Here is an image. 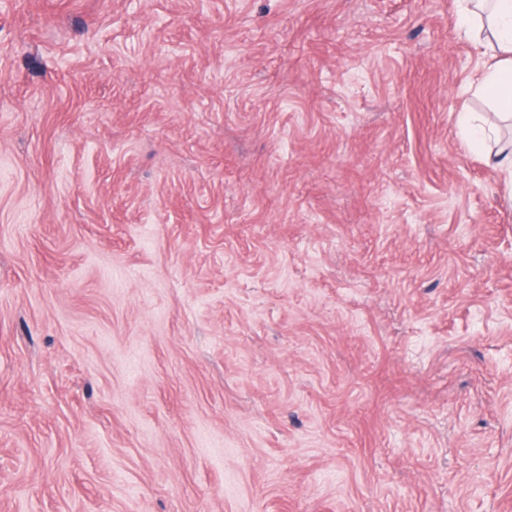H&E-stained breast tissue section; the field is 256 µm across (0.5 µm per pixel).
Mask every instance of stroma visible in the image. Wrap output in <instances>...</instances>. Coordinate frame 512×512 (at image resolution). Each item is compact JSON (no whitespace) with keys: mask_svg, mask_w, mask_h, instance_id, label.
I'll return each instance as SVG.
<instances>
[{"mask_svg":"<svg viewBox=\"0 0 512 512\" xmlns=\"http://www.w3.org/2000/svg\"><path fill=\"white\" fill-rule=\"evenodd\" d=\"M459 0H0V512H512V190ZM458 121L467 132L471 145H481L492 139L496 134L497 125L488 118L475 119L470 112L461 110L458 114Z\"/></svg>","mask_w":512,"mask_h":512,"instance_id":"obj_1","label":"stroma"}]
</instances>
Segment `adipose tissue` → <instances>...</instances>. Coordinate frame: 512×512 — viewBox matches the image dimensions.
<instances>
[{
    "mask_svg": "<svg viewBox=\"0 0 512 512\" xmlns=\"http://www.w3.org/2000/svg\"><path fill=\"white\" fill-rule=\"evenodd\" d=\"M461 17L465 34H490V58L476 90L492 103L495 117L478 120L464 110L458 114L470 144L480 145L495 136L498 124L512 121V0H464Z\"/></svg>",
    "mask_w": 512,
    "mask_h": 512,
    "instance_id": "ef3b65f1",
    "label": "adipose tissue"
}]
</instances>
